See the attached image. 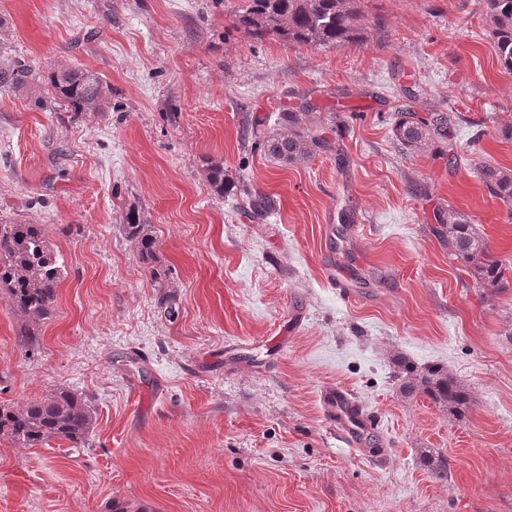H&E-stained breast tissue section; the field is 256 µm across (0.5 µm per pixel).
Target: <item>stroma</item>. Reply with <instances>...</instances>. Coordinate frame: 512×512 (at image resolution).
<instances>
[{
    "label": "stroma",
    "mask_w": 512,
    "mask_h": 512,
    "mask_svg": "<svg viewBox=\"0 0 512 512\" xmlns=\"http://www.w3.org/2000/svg\"><path fill=\"white\" fill-rule=\"evenodd\" d=\"M238 3L0 0V57L111 90L105 111L60 112L45 81L0 88V222L43 225L64 266L38 352L18 345L0 293V404L61 387L95 407L78 448L0 436V512H512V204L476 173L512 171V72L483 0H361L388 27L345 48L251 41L231 27ZM409 89L418 116H461L457 166L399 150ZM306 103L331 151L285 164L241 141L244 121L272 129ZM244 183L276 200L267 218L244 211ZM132 207L155 266L123 233ZM450 210L502 261V287L449 259L433 229ZM340 264L357 302L332 283ZM401 358L448 369L466 418L406 391ZM336 388L369 413L368 447H337Z\"/></svg>",
    "instance_id": "35a3bbf8"
}]
</instances>
